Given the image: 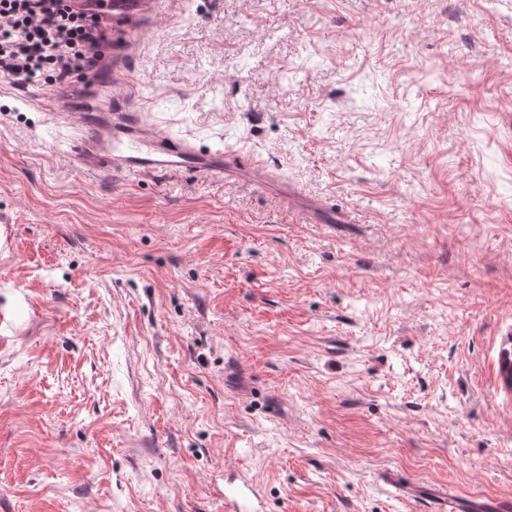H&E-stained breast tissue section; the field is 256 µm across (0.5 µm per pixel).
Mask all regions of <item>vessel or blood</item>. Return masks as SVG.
<instances>
[{
    "mask_svg": "<svg viewBox=\"0 0 512 512\" xmlns=\"http://www.w3.org/2000/svg\"><path fill=\"white\" fill-rule=\"evenodd\" d=\"M182 8V0H115L112 30L98 49L101 66L92 78L93 85L110 94V111H79L63 92L43 101L42 111H65L71 117L72 157L80 169L106 178L190 170L224 182L241 173L242 163L234 155L204 151L165 133L143 112L140 88L130 73L139 47L130 33L152 17L178 16ZM224 512H263L256 486L244 478L225 482Z\"/></svg>",
    "mask_w": 512,
    "mask_h": 512,
    "instance_id": "vessel-or-blood-1",
    "label": "vessel or blood"
}]
</instances>
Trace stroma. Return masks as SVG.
<instances>
[{
  "label": "stroma",
  "instance_id": "1",
  "mask_svg": "<svg viewBox=\"0 0 512 512\" xmlns=\"http://www.w3.org/2000/svg\"><path fill=\"white\" fill-rule=\"evenodd\" d=\"M148 119L277 171L78 169L0 77V512L512 500V0H192ZM225 512H263L256 486L247 479L238 482L224 479Z\"/></svg>",
  "mask_w": 512,
  "mask_h": 512
}]
</instances>
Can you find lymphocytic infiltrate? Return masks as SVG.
Listing matches in <instances>:
<instances>
[{
	"mask_svg": "<svg viewBox=\"0 0 512 512\" xmlns=\"http://www.w3.org/2000/svg\"><path fill=\"white\" fill-rule=\"evenodd\" d=\"M102 0H0V76L18 85H71L74 72L97 67L108 26Z\"/></svg>",
	"mask_w": 512,
	"mask_h": 512,
	"instance_id": "f902f5d3",
	"label": "lymphocytic infiltrate"
}]
</instances>
